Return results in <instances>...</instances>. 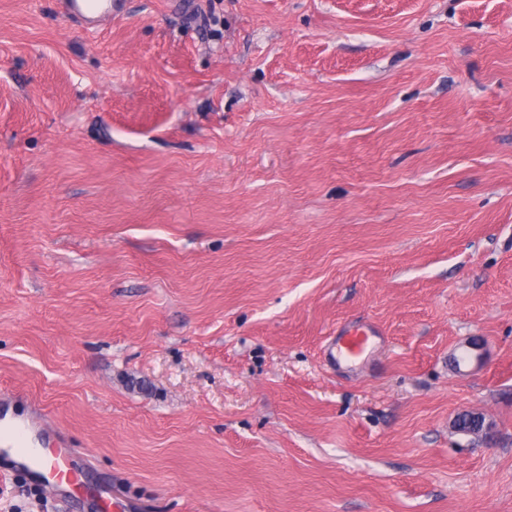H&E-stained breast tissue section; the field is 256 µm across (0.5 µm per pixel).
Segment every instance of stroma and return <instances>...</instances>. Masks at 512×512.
Returning a JSON list of instances; mask_svg holds the SVG:
<instances>
[{
  "label": "stroma",
  "mask_w": 512,
  "mask_h": 512,
  "mask_svg": "<svg viewBox=\"0 0 512 512\" xmlns=\"http://www.w3.org/2000/svg\"><path fill=\"white\" fill-rule=\"evenodd\" d=\"M1 392L0 512H512V0H0ZM61 13L81 21L88 33H93L102 17H112L121 9V0H58ZM370 330L365 326L347 327L338 333L333 343L324 351L325 359L336 363L355 360L367 348ZM0 460L13 469L27 472L35 480L51 486H61L70 470V450L61 440L55 447L42 448V452L29 448L33 436L40 432L33 420L13 421L0 411ZM3 422V424H2Z\"/></svg>",
  "instance_id": "obj_1"
}]
</instances>
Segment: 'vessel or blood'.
<instances>
[{"instance_id":"obj_1","label":"vessel or blood","mask_w":512,"mask_h":512,"mask_svg":"<svg viewBox=\"0 0 512 512\" xmlns=\"http://www.w3.org/2000/svg\"><path fill=\"white\" fill-rule=\"evenodd\" d=\"M62 14L79 20L85 29H95L100 18L111 16L121 8L120 0H58ZM370 331L364 326L341 330L324 355L331 362L353 360L367 348ZM39 432L33 420L0 422V460L13 469L27 472L35 480L60 486L68 478L70 451L63 441L43 450L30 448L29 442Z\"/></svg>"}]
</instances>
